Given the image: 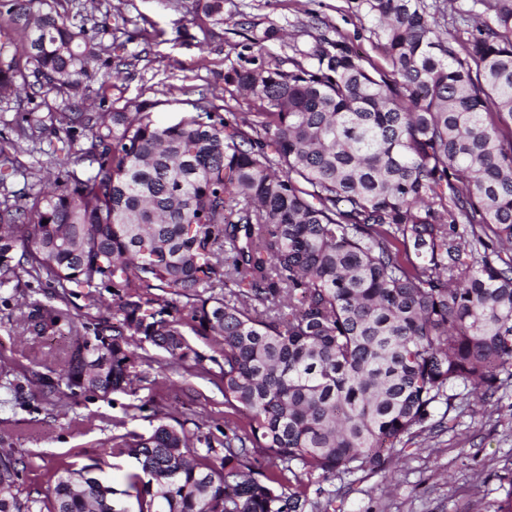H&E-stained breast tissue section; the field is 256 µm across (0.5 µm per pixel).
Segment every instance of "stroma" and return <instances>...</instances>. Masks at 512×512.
Here are the masks:
<instances>
[{
	"label": "stroma",
	"instance_id": "stroma-1",
	"mask_svg": "<svg viewBox=\"0 0 512 512\" xmlns=\"http://www.w3.org/2000/svg\"><path fill=\"white\" fill-rule=\"evenodd\" d=\"M80 2L95 16L112 15V32L102 40L119 69L113 99L155 101L154 116L162 121L182 102L202 98L228 112L253 111L252 100L225 93L224 73L239 64L247 39L267 27L281 33L267 49L282 58L312 51L322 35L344 37L367 53L375 40L362 0H224L226 21L205 45L189 21L193 0ZM147 20L164 35L146 44L137 29ZM14 159L13 166L0 167L8 186L46 178V154L21 148ZM18 280V287L0 288V453L18 460L13 491L23 500L46 502L57 469L100 459L115 501L133 512L135 500L125 490L136 461L111 457L114 438L149 434L166 414L186 429L197 426L222 438L224 397L207 379L163 370V354L152 347L131 389L71 394L59 379L70 336L25 335L17 324L22 299L49 301L54 288L24 272ZM46 381L56 387L48 397ZM446 422L445 429L396 449L381 472L316 477L312 486L334 498L336 512H512V383L486 398L459 389Z\"/></svg>",
	"mask_w": 512,
	"mask_h": 512
}]
</instances>
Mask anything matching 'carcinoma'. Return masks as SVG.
Instances as JSON below:
<instances>
[{
	"label": "carcinoma",
	"instance_id": "1",
	"mask_svg": "<svg viewBox=\"0 0 512 512\" xmlns=\"http://www.w3.org/2000/svg\"><path fill=\"white\" fill-rule=\"evenodd\" d=\"M71 2L0 0V30L26 41L0 46V96L41 99L4 143L68 155L49 187L0 192V288L23 267L61 289L21 302L18 325L75 336L71 394L125 389L148 343L218 378L244 418L222 440L178 421L114 443L140 465L137 512H329L301 475L379 472L453 386L512 380V0H473L454 46L425 0H363L376 57L340 36L307 64L274 56L271 26L224 72L257 111L194 103L171 123L151 100L83 111L86 81L112 90L111 25ZM191 22L205 43L224 0H197ZM74 288L89 309L111 292L110 316L75 320ZM102 473L61 469L46 512H127ZM17 474L1 455L0 512H32Z\"/></svg>",
	"mask_w": 512,
	"mask_h": 512
}]
</instances>
